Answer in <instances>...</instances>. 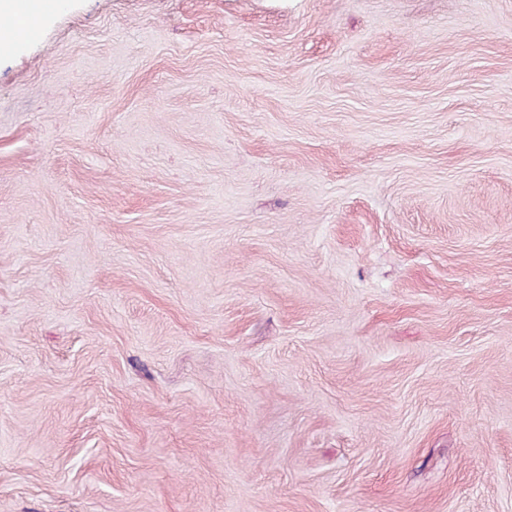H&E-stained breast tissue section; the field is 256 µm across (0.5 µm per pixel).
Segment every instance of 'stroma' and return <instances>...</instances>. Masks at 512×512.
Returning <instances> with one entry per match:
<instances>
[{
	"label": "stroma",
	"mask_w": 512,
	"mask_h": 512,
	"mask_svg": "<svg viewBox=\"0 0 512 512\" xmlns=\"http://www.w3.org/2000/svg\"><path fill=\"white\" fill-rule=\"evenodd\" d=\"M0 52V512H512V0H60Z\"/></svg>",
	"instance_id": "stroma-1"
}]
</instances>
